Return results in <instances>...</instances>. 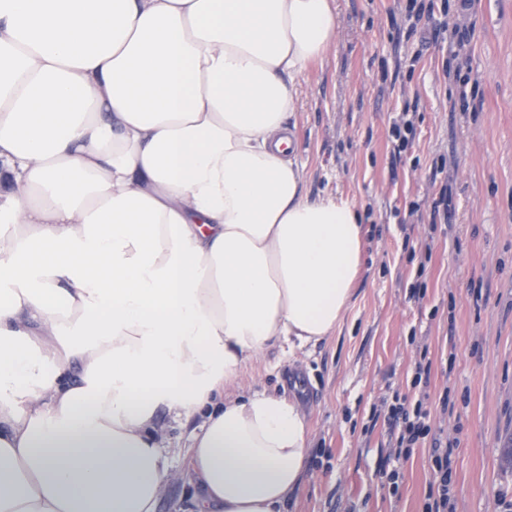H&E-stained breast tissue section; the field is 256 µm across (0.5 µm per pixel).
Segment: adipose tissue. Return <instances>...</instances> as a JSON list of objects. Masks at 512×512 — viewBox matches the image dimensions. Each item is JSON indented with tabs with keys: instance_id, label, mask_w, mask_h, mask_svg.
<instances>
[{
	"instance_id": "adipose-tissue-1",
	"label": "adipose tissue",
	"mask_w": 512,
	"mask_h": 512,
	"mask_svg": "<svg viewBox=\"0 0 512 512\" xmlns=\"http://www.w3.org/2000/svg\"><path fill=\"white\" fill-rule=\"evenodd\" d=\"M333 0H0V512H283L296 400L237 387L332 336L364 245L289 120ZM198 420L185 422L163 413L160 417L159 438L165 448L171 471L176 478L170 482L158 504V512H180L186 508L187 497L192 491L189 471L190 435Z\"/></svg>"
}]
</instances>
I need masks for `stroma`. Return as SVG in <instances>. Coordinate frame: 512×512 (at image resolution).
Wrapping results in <instances>:
<instances>
[{
  "label": "stroma",
  "mask_w": 512,
  "mask_h": 512,
  "mask_svg": "<svg viewBox=\"0 0 512 512\" xmlns=\"http://www.w3.org/2000/svg\"><path fill=\"white\" fill-rule=\"evenodd\" d=\"M408 0H337L338 39L300 79L296 154L306 191L362 216V270L340 329L278 367L241 374L300 402L307 470L285 512H423L452 461L453 512H512V0H432L444 28L423 42ZM414 121L405 151L389 136ZM448 207L435 211L440 195ZM428 370L426 389L413 385ZM428 393L429 437L400 454L395 399ZM196 421L161 415L175 475L157 512L192 491ZM398 470V489L380 469Z\"/></svg>",
  "instance_id": "obj_1"
}]
</instances>
